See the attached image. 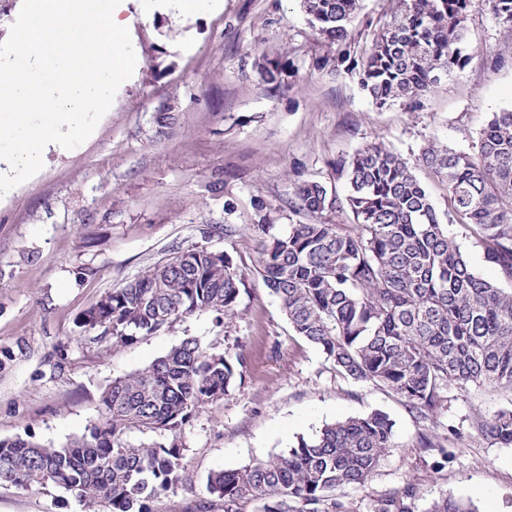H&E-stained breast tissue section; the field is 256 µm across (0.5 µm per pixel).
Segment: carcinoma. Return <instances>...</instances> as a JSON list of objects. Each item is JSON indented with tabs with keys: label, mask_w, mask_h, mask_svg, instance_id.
<instances>
[{
	"label": "carcinoma",
	"mask_w": 512,
	"mask_h": 512,
	"mask_svg": "<svg viewBox=\"0 0 512 512\" xmlns=\"http://www.w3.org/2000/svg\"><path fill=\"white\" fill-rule=\"evenodd\" d=\"M476 6L512 26V0H400L362 58V85L379 106L416 101L443 73L461 67L466 19ZM319 33L342 40L360 0H302ZM418 161L447 184L452 212L481 244L485 260L512 281V109L495 112L475 154L431 146ZM344 198L318 182L298 185L292 208L304 220L280 234L254 224V266L294 332L336 370L399 395L426 418L445 388L471 383L512 388V290L478 276L448 237L412 164L371 143L339 165ZM329 209L354 224H330ZM245 273L232 257L203 247L179 251L134 281L106 292L79 318L87 338L109 349L165 331L197 312L235 313ZM236 361L185 338L101 394L102 420L60 446L0 439V483L19 490L55 486L84 512H158L162 493L184 481L182 427L206 403L224 399L243 376ZM383 412L350 417L301 437L243 470L208 476L206 494L185 512H351L347 493L365 487L388 449ZM479 435L512 447V408L475 421ZM133 431L171 434L166 443L127 440ZM408 487L374 512H410ZM428 512H474L445 494Z\"/></svg>",
	"instance_id": "cac0c4a2"
}]
</instances>
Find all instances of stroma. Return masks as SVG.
I'll use <instances>...</instances> for the list:
<instances>
[{
    "instance_id": "35a3bbf8",
    "label": "stroma",
    "mask_w": 512,
    "mask_h": 512,
    "mask_svg": "<svg viewBox=\"0 0 512 512\" xmlns=\"http://www.w3.org/2000/svg\"><path fill=\"white\" fill-rule=\"evenodd\" d=\"M399 0H362L346 41L309 23L300 0H222L202 17L132 9L129 32L141 62L78 147L0 195V439L32 437L61 446L101 419L112 379L149 365L182 339L235 359L242 381L202 406L182 428L187 480L169 489L160 512H183L211 473L244 468L287 450L323 425L379 410L394 423L389 449L352 512L413 487V512L443 494L476 512H512V447L484 439L478 418L512 408V390L451 388L428 419L391 390L336 373L322 351L296 335L252 266L259 219L286 229L300 221L289 202L315 181L344 193L334 166L371 143L414 163L448 235L473 271L508 288L468 226L450 221L448 190L417 159L432 144L476 153L492 113L512 109V26L482 7L466 20L467 59L419 103L378 106L360 84L373 32ZM349 51L339 72L327 57ZM283 69L266 81L262 67ZM267 213H259V204ZM229 253L249 268L235 315L200 312L163 332L103 352L78 318L107 291L188 247ZM452 454L424 452L422 437ZM0 512H83L56 487L0 485Z\"/></svg>"
}]
</instances>
